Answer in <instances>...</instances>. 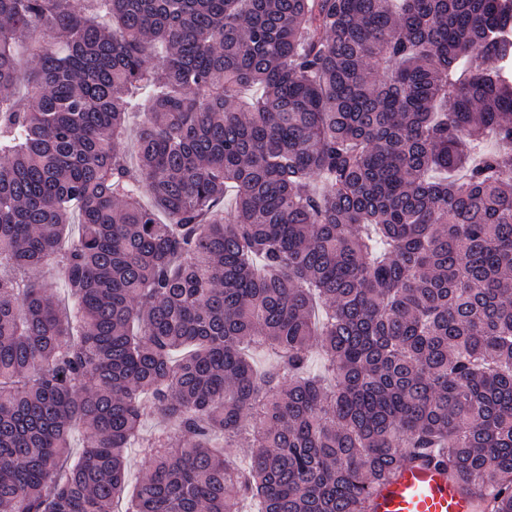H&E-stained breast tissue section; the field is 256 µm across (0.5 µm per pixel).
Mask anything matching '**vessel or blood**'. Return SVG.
I'll list each match as a JSON object with an SVG mask.
<instances>
[{
    "mask_svg": "<svg viewBox=\"0 0 512 512\" xmlns=\"http://www.w3.org/2000/svg\"><path fill=\"white\" fill-rule=\"evenodd\" d=\"M372 512H477V505L446 472L420 463L382 488Z\"/></svg>",
    "mask_w": 512,
    "mask_h": 512,
    "instance_id": "b4317fda",
    "label": "vessel or blood"
}]
</instances>
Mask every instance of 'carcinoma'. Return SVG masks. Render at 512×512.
Instances as JSON below:
<instances>
[{
	"label": "carcinoma",
	"mask_w": 512,
	"mask_h": 512,
	"mask_svg": "<svg viewBox=\"0 0 512 512\" xmlns=\"http://www.w3.org/2000/svg\"><path fill=\"white\" fill-rule=\"evenodd\" d=\"M509 63L512 0H0V512H115L130 448L125 512L420 461L512 512Z\"/></svg>",
	"instance_id": "1"
}]
</instances>
